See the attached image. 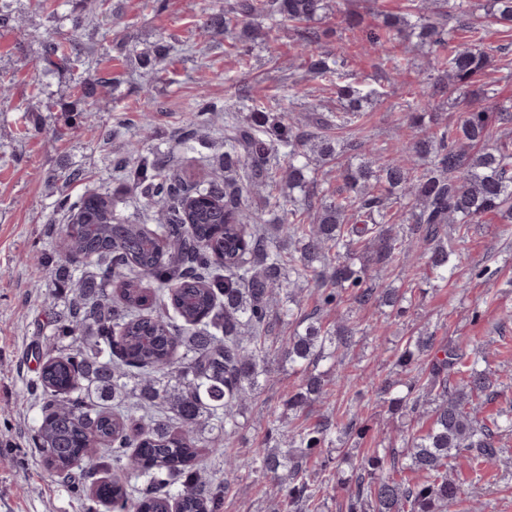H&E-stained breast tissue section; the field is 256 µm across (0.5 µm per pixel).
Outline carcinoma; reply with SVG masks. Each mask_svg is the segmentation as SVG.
<instances>
[{"label": "carcinoma", "instance_id": "cac0c4a2", "mask_svg": "<svg viewBox=\"0 0 512 512\" xmlns=\"http://www.w3.org/2000/svg\"><path fill=\"white\" fill-rule=\"evenodd\" d=\"M20 0H0V28L20 19ZM452 3L460 27L473 18L467 0ZM108 0H63L72 28ZM494 22L512 26V0H492ZM327 0H233L224 12L205 13L202 26L240 28L239 54L252 53L250 21L279 15L308 23L322 16ZM419 5L418 22L387 15L382 30L366 34L369 49L384 53L399 77L410 69L392 52L396 38L411 29L420 43L439 49L456 42L433 77L437 94L461 106L452 125L429 117L425 100L409 105L416 134L393 148L395 156L370 142L352 143L360 162L338 167L341 185L329 193L310 164L337 159L336 141L321 130L353 125L376 92L351 83L336 85L342 100L336 112H312L310 130L284 116L252 107L248 115L224 114V175L191 184L165 155L132 149L112 159V168L136 185L158 209L150 228L120 220L107 192L72 200L60 192L53 211L76 216L74 229L58 232L63 285L73 289L65 315H56V333L72 339L69 352H56L45 338L35 357L33 380L41 418L37 448L49 474L77 495L90 492L111 512H219L224 489L243 475L269 480L275 512H317L319 489L310 458L333 445V434L361 437L367 429L353 414L346 423L328 419L288 426L273 414L275 444L245 461L224 460L221 479L203 477L202 453H222L224 439L239 429L237 409L261 387L263 353L269 337L284 327L281 349L291 369L302 374L288 393V413L300 417L329 396L323 361L340 367L356 329L344 321L324 324V315L350 292L360 307L385 306L402 315L403 297L380 288L371 271H382L414 249L422 250L433 275L431 287L448 280L462 259V237L452 226L477 224L489 213L512 223V138L489 147L490 113L512 124V106L490 105L474 78L490 65L489 55L457 41ZM317 35L303 31L300 56L325 80L344 77L342 54L328 60L316 49ZM93 48L74 40L42 42L46 77L57 70L82 69ZM480 98L485 106L471 99ZM430 125H425V122ZM407 210L405 224L393 209ZM274 223L265 225V212ZM120 279L117 297L107 292ZM313 282L318 308L303 312L294 286ZM423 361L421 377L377 387L388 410L404 418L400 448H370L343 479L346 512H453L460 484L450 471L461 451L480 464L497 465L501 438L512 432V408L489 420L484 404L503 384L485 352L470 338L446 342L417 336L396 355L407 368ZM425 429H414L421 419ZM82 463L86 487L72 481ZM110 476L98 479L99 471Z\"/></svg>", "mask_w": 512, "mask_h": 512}]
</instances>
